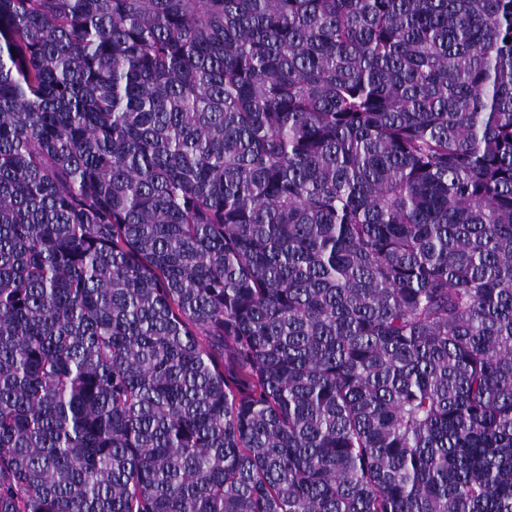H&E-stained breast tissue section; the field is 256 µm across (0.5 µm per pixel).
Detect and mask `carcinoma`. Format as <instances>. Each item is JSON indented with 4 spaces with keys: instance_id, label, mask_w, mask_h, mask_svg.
I'll return each instance as SVG.
<instances>
[{
    "instance_id": "1",
    "label": "carcinoma",
    "mask_w": 512,
    "mask_h": 512,
    "mask_svg": "<svg viewBox=\"0 0 512 512\" xmlns=\"http://www.w3.org/2000/svg\"><path fill=\"white\" fill-rule=\"evenodd\" d=\"M0 512H512V0H0Z\"/></svg>"
}]
</instances>
